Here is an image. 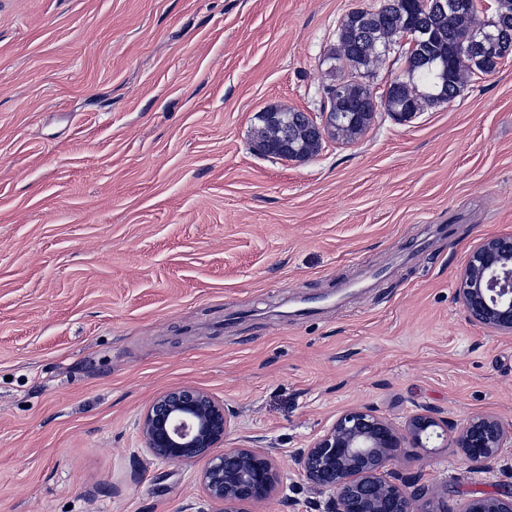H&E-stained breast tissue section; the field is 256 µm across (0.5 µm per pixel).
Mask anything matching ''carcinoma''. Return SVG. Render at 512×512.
I'll list each match as a JSON object with an SVG mask.
<instances>
[{"label": "carcinoma", "instance_id": "1", "mask_svg": "<svg viewBox=\"0 0 512 512\" xmlns=\"http://www.w3.org/2000/svg\"><path fill=\"white\" fill-rule=\"evenodd\" d=\"M452 2L446 13L425 7V0H384L376 9L346 14L328 55L333 78L324 89L326 137L310 132L304 113L281 108V122L262 120L254 128V145L265 146L264 154L278 158L286 159L290 153L310 158L327 138L346 143L359 139L376 115V97L367 78L397 53L403 37L414 28L425 31L423 50L428 60L395 80L384 101L387 112H421L434 106L429 96L440 91L449 102L469 77L495 72L497 61L476 53L472 41L497 37L505 40L512 54V0H499L498 10L480 27L473 25L476 12L467 0Z\"/></svg>", "mask_w": 512, "mask_h": 512}]
</instances>
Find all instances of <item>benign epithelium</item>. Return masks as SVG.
Segmentation results:
<instances>
[{
  "instance_id": "benign-epithelium-1",
  "label": "benign epithelium",
  "mask_w": 512,
  "mask_h": 512,
  "mask_svg": "<svg viewBox=\"0 0 512 512\" xmlns=\"http://www.w3.org/2000/svg\"><path fill=\"white\" fill-rule=\"evenodd\" d=\"M456 294L471 321L512 335V235L487 237L457 275ZM229 413L224 402L194 386L169 389L154 398L138 421L144 448L167 464L200 462L199 480L215 512H250L256 504L286 493L272 448L212 449L224 442ZM448 421L431 411L412 415L405 424L380 417L367 407L345 411L311 444L296 450L295 461L315 512H450L429 494L420 475L390 468L404 442L423 446L422 436ZM512 430L492 415L469 419L455 437L456 447L475 473L493 471L512 480V458L502 455ZM463 512H512V483L496 496H476Z\"/></svg>"
}]
</instances>
